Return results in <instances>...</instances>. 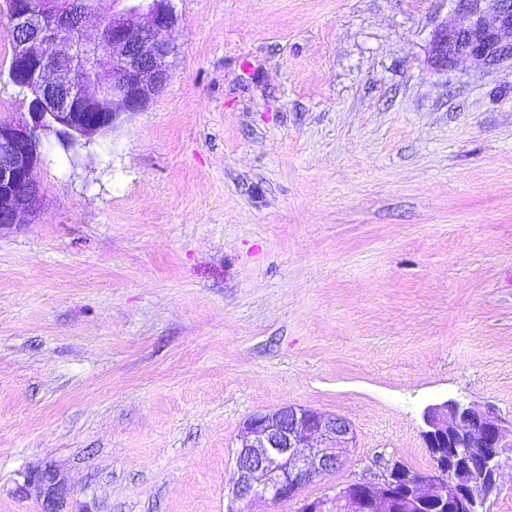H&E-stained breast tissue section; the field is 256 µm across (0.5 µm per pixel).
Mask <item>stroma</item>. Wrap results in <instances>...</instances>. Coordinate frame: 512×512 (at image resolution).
I'll return each instance as SVG.
<instances>
[{
  "mask_svg": "<svg viewBox=\"0 0 512 512\" xmlns=\"http://www.w3.org/2000/svg\"><path fill=\"white\" fill-rule=\"evenodd\" d=\"M173 77L0 230V512L52 466L66 512H226L242 426L305 406L328 481L432 461L421 413L512 417V27L502 0H173ZM0 120L27 106L5 72ZM460 46L470 48L472 51L487 55H494L498 48V39L489 33H486L484 28H476L469 33L461 35L458 40Z\"/></svg>",
  "mask_w": 512,
  "mask_h": 512,
  "instance_id": "1",
  "label": "stroma"
}]
</instances>
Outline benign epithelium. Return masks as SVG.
<instances>
[{
	"mask_svg": "<svg viewBox=\"0 0 512 512\" xmlns=\"http://www.w3.org/2000/svg\"><path fill=\"white\" fill-rule=\"evenodd\" d=\"M172 2L112 0V14L90 42L71 30L97 13L98 0L79 8L72 0H7L8 74L21 94H31L33 108L21 122L0 121V229L37 208L43 132L57 123L80 140L115 129L172 78ZM458 43L493 55L498 39L479 27ZM422 421L433 464L401 487V497L415 512L426 501L442 512H487L501 457L512 450V424L492 406L454 398L425 406ZM352 448L353 429L341 417L291 405L253 415L244 423L227 512H248L256 500L293 502L296 512H387L405 468L393 456L376 457L344 484L304 494L335 473ZM42 474L29 473L26 485L37 491L42 512H63L68 487L58 478L49 487Z\"/></svg>",
	"mask_w": 512,
	"mask_h": 512,
	"instance_id": "7a95c632",
	"label": "benign epithelium"
}]
</instances>
